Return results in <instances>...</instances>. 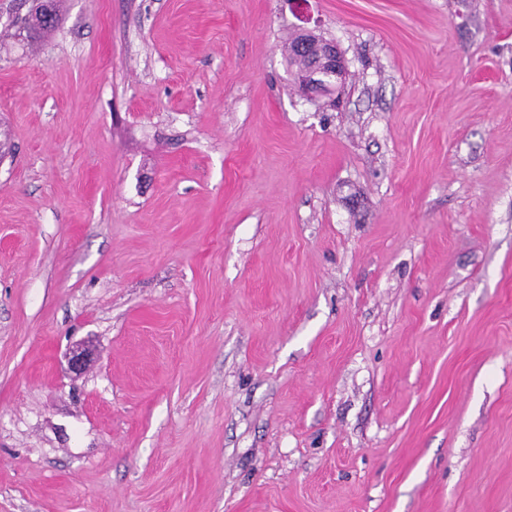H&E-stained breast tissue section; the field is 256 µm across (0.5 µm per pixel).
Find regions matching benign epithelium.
<instances>
[{"label":"benign epithelium","mask_w":512,"mask_h":512,"mask_svg":"<svg viewBox=\"0 0 512 512\" xmlns=\"http://www.w3.org/2000/svg\"><path fill=\"white\" fill-rule=\"evenodd\" d=\"M294 51L299 54L313 55V62L298 74L301 93L312 99L327 90H332L346 73V64L342 52L335 42L314 40V35L303 32V41ZM89 351L78 347L69 351L68 366L73 372H80L86 366Z\"/></svg>","instance_id":"benign-epithelium-1"}]
</instances>
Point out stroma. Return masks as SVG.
<instances>
[{
	"label": "stroma",
	"mask_w": 512,
	"mask_h": 512,
	"mask_svg": "<svg viewBox=\"0 0 512 512\" xmlns=\"http://www.w3.org/2000/svg\"><path fill=\"white\" fill-rule=\"evenodd\" d=\"M20 3L0 512H512V0ZM56 1L51 0L49 5L36 4L23 17H17L15 23L20 22L24 28L28 29L32 34H40L47 32L53 28L57 21ZM50 14L52 19L48 20L46 15ZM304 40L294 45L300 39L295 36L288 42L287 59L288 66L296 70L300 68L301 61L293 54L294 51L299 54L313 55L315 59L307 69L298 74L299 88L303 96L315 98L323 94L326 90H332L336 84L342 80L346 73V64L342 52L335 42L317 38V42L312 43L314 35L308 31L303 32Z\"/></svg>",
	"instance_id": "35a3bbf8"
}]
</instances>
